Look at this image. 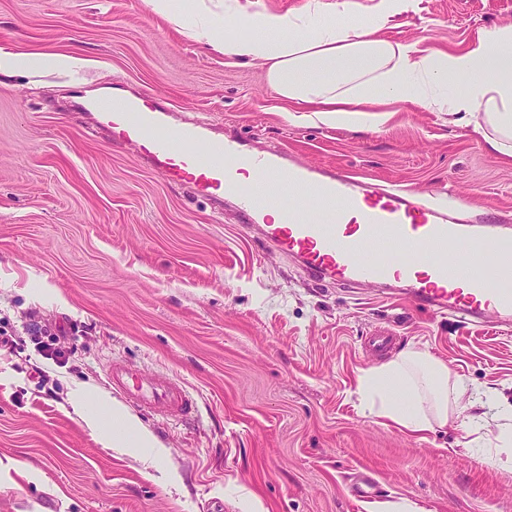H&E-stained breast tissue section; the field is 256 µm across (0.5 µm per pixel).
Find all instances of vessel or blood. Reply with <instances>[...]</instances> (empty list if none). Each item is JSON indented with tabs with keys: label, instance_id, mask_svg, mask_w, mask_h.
<instances>
[{
	"label": "vessel or blood",
	"instance_id": "1",
	"mask_svg": "<svg viewBox=\"0 0 512 512\" xmlns=\"http://www.w3.org/2000/svg\"><path fill=\"white\" fill-rule=\"evenodd\" d=\"M99 129L138 145L159 175L194 195L237 198L247 226L279 253L299 258L322 284H406L419 309L478 324L489 316L512 322V222L491 210L465 213L456 203L416 196L395 185L360 182L338 170L286 162L281 151L246 154L238 140L208 137L202 125L171 124L161 103L133 97L88 101ZM257 174V191L240 193V165ZM278 208L279 224L262 223ZM107 378L132 408L170 417L195 405L173 377L143 374L110 362Z\"/></svg>",
	"mask_w": 512,
	"mask_h": 512
}]
</instances>
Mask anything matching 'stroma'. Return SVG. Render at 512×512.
<instances>
[{"label":"stroma","instance_id":"35a3bbf8","mask_svg":"<svg viewBox=\"0 0 512 512\" xmlns=\"http://www.w3.org/2000/svg\"><path fill=\"white\" fill-rule=\"evenodd\" d=\"M512 19V0H419L383 35L454 51ZM0 48L56 52L70 71L0 74V323L65 328L66 366L34 340L0 350V512H512V471L457 423L412 436L365 415L356 378L393 335L462 377V405H512V325L461 323L392 298L391 286H322L244 230L233 205L194 198L95 128L79 91L164 98L247 151L435 193L512 217V159L468 121L398 107L375 131L294 118L262 66L230 64L145 0H0ZM122 359L169 373L196 401L187 421L138 413L166 452L105 448L67 403L112 388ZM42 378H34L35 369Z\"/></svg>","mask_w":512,"mask_h":512}]
</instances>
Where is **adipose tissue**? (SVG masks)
<instances>
[{"instance_id":"adipose-tissue-1","label":"adipose tissue","mask_w":512,"mask_h":512,"mask_svg":"<svg viewBox=\"0 0 512 512\" xmlns=\"http://www.w3.org/2000/svg\"><path fill=\"white\" fill-rule=\"evenodd\" d=\"M151 13L233 60L261 65L269 86L295 112L323 124L373 131L393 103L473 118L490 152L512 158V20L477 30L463 48L444 52L424 40L392 41L383 32L415 12L417 0H307L299 11L249 9L240 0H146ZM77 58L0 48V72L38 73L77 65ZM463 379L447 365L407 346L388 362L358 375L356 392L369 415L418 435L448 421H472L454 397ZM69 403L105 447L165 453L138 419L106 395L81 386Z\"/></svg>"}]
</instances>
